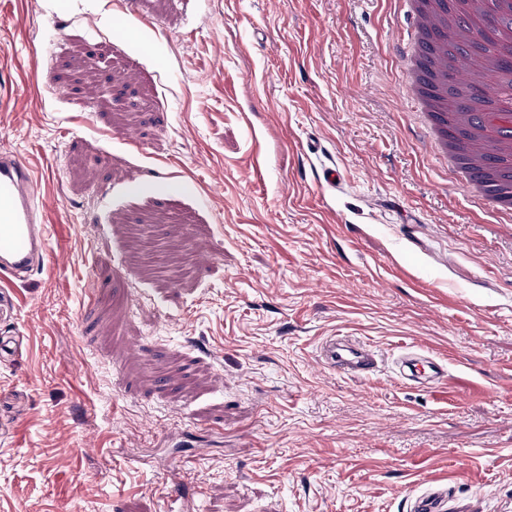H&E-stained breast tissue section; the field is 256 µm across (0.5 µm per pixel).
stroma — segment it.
<instances>
[{
  "label": "stroma",
  "mask_w": 512,
  "mask_h": 512,
  "mask_svg": "<svg viewBox=\"0 0 512 512\" xmlns=\"http://www.w3.org/2000/svg\"><path fill=\"white\" fill-rule=\"evenodd\" d=\"M415 26L408 0H0V151L61 202L0 283V512H408L429 478L512 512V212L438 155ZM329 336L379 371L323 367ZM405 346L443 381H397ZM319 357L327 368L348 376H371L378 372L381 363L377 351L346 336L325 340Z\"/></svg>",
  "instance_id": "1"
}]
</instances>
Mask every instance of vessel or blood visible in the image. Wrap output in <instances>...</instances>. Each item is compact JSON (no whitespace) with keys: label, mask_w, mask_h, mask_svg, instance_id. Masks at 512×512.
Segmentation results:
<instances>
[{"label":"vessel or blood","mask_w":512,"mask_h":512,"mask_svg":"<svg viewBox=\"0 0 512 512\" xmlns=\"http://www.w3.org/2000/svg\"><path fill=\"white\" fill-rule=\"evenodd\" d=\"M48 198L38 194L33 171L12 153L0 152V276L26 280L47 252L48 232L43 214ZM320 359L329 369L348 376L377 373L381 358L369 345L333 337L320 346ZM410 512H470L450 499L447 487L434 483L410 499Z\"/></svg>","instance_id":"vessel-or-blood-1"}]
</instances>
